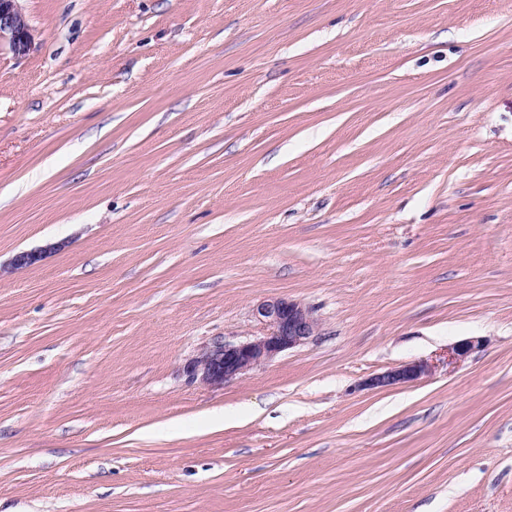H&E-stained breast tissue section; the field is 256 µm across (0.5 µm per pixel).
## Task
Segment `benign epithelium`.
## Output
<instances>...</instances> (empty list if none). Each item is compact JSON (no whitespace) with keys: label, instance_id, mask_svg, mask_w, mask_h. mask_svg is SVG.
<instances>
[{"label":"benign epithelium","instance_id":"obj_1","mask_svg":"<svg viewBox=\"0 0 512 512\" xmlns=\"http://www.w3.org/2000/svg\"><path fill=\"white\" fill-rule=\"evenodd\" d=\"M19 2L0 0V45L6 44L14 54L24 55L32 48L35 36ZM255 318L264 325L265 333L245 341L229 342L220 338L205 345L185 362L183 372L187 378L208 386H222L320 333V322L313 309L296 299H266L256 306ZM480 346L478 339L462 340L448 349V360L461 362ZM431 372V365L425 361L409 362L368 378L364 386L399 385L419 380Z\"/></svg>","mask_w":512,"mask_h":512}]
</instances>
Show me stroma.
Returning a JSON list of instances; mask_svg holds the SVG:
<instances>
[{
  "label": "stroma",
  "instance_id": "stroma-1",
  "mask_svg": "<svg viewBox=\"0 0 512 512\" xmlns=\"http://www.w3.org/2000/svg\"><path fill=\"white\" fill-rule=\"evenodd\" d=\"M21 7L0 512H512V0ZM273 297L319 335L187 380ZM431 372V365L425 361L409 362L368 378L364 386L378 388L399 385L419 380Z\"/></svg>",
  "mask_w": 512,
  "mask_h": 512
}]
</instances>
